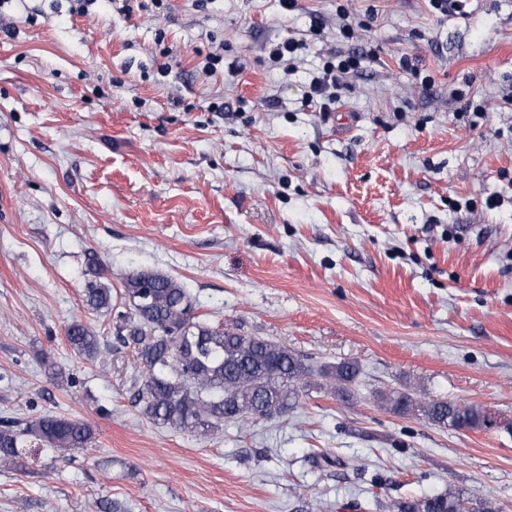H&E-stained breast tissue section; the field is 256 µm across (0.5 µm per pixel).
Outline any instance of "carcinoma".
I'll return each mask as SVG.
<instances>
[{"instance_id": "1", "label": "carcinoma", "mask_w": 512, "mask_h": 512, "mask_svg": "<svg viewBox=\"0 0 512 512\" xmlns=\"http://www.w3.org/2000/svg\"><path fill=\"white\" fill-rule=\"evenodd\" d=\"M93 281L86 289L88 305L112 311V288L101 282L103 270L88 259ZM121 295L130 306L116 326V339L131 350L144 373L134 386V403L151 423L182 432L206 434L224 423L247 427L258 418L292 410L310 387H330L343 399L352 395L359 366L340 362L316 369L294 351L264 336L226 330L199 320L182 284L154 271L139 270L121 280ZM66 335L72 348L87 359L100 350V339L83 323L72 322ZM384 409L419 415L435 426L455 430L489 425L475 404L450 402L408 389L376 394ZM46 447L71 451L86 448L93 429L79 419L45 415L34 420H0V463H19L27 438ZM388 512H499L491 501L473 502L460 486L443 493L401 499L385 505Z\"/></svg>"}]
</instances>
